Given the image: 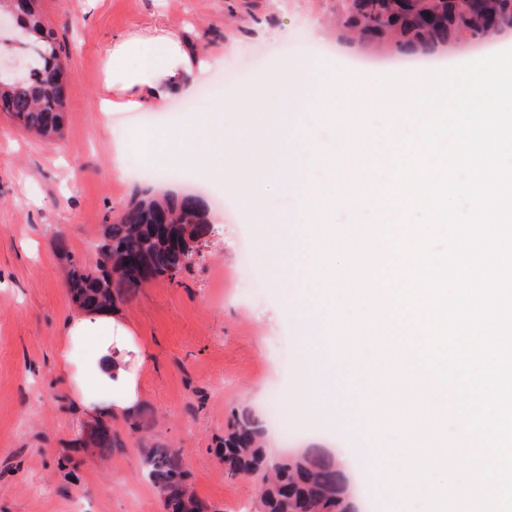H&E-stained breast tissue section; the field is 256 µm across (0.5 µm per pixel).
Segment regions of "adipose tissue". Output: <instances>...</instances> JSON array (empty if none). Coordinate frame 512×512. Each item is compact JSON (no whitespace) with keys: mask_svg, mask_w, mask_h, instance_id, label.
<instances>
[{"mask_svg":"<svg viewBox=\"0 0 512 512\" xmlns=\"http://www.w3.org/2000/svg\"><path fill=\"white\" fill-rule=\"evenodd\" d=\"M107 60L112 97L101 104L105 113L115 107L140 109L187 92L215 63L213 57L189 53L184 44L164 31L152 37L118 38L109 49ZM62 336L65 347L58 354V367L71 387L77 407L101 417L136 412L142 400L140 370L148 352L141 337L135 335L117 310L77 312L65 322ZM90 338L99 341L94 371L107 389L106 394L95 399L84 394L83 369L70 354L77 341Z\"/></svg>","mask_w":512,"mask_h":512,"instance_id":"obj_1","label":"adipose tissue"}]
</instances>
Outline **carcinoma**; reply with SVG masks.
I'll return each instance as SVG.
<instances>
[{"mask_svg":"<svg viewBox=\"0 0 512 512\" xmlns=\"http://www.w3.org/2000/svg\"><path fill=\"white\" fill-rule=\"evenodd\" d=\"M39 0H0V16L16 14L37 41H21L28 74L16 83L0 74V112L23 129L44 138L64 127L69 69L53 34L45 31ZM342 32L354 33L368 48L388 47L401 56L430 55L467 35H481L493 23H512V0H334ZM210 232L204 202L197 196L132 201L121 217L101 227L96 258L77 257L65 239L56 251L65 262L72 303L82 310L117 306L154 279L176 280L188 267L190 243ZM101 456L123 448L106 421L88 435ZM230 477L260 479L263 512H347L343 477L334 460L318 451L274 467L266 466L262 427L247 411H234L217 450ZM143 466L163 512H209V506L186 494L188 472L179 450L156 444L146 449Z\"/></svg>","mask_w":512,"mask_h":512,"instance_id":"1","label":"carcinoma"}]
</instances>
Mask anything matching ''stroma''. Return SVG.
I'll list each match as a JSON object with an SVG mask.
<instances>
[{"mask_svg": "<svg viewBox=\"0 0 512 512\" xmlns=\"http://www.w3.org/2000/svg\"><path fill=\"white\" fill-rule=\"evenodd\" d=\"M44 21L70 67L61 136L45 139L0 114V512H162L141 464L145 448L162 442L178 448L195 497L212 512H253L257 488L231 479L214 454L234 410L263 421L270 458L311 448L354 451L360 468L352 481L362 512H386L390 496L370 480L373 452L365 423L351 415L332 426L320 409L292 388L301 358L290 309L294 296L265 257L261 243L286 231L275 214L250 210L230 186L179 177L178 193L209 200L212 235L178 281H152L117 309L150 348L141 371L139 419L152 425L147 437L131 433L130 420L113 416L124 446L100 456L86 443L94 418L79 414L57 374L62 325L74 313L57 238L88 257L94 233L131 199L161 187L115 173L122 157L117 136L150 129L165 136L185 121L182 97L140 111L113 109L103 121L106 50L128 33L165 28L190 52L218 54L206 82L228 65L241 76L223 97L261 83L270 63H305L312 75L332 64L373 77L397 73L389 64L364 62L363 51L341 54L335 43L310 45L308 26L333 20L332 0H41ZM373 118L366 112L347 130L349 153L339 173L359 186L370 173L366 145L355 136ZM262 282L245 292L239 275ZM277 390L285 414L298 424L296 439L281 444L266 425L269 390Z\"/></svg>", "mask_w": 512, "mask_h": 512, "instance_id": "1", "label": "stroma"}]
</instances>
